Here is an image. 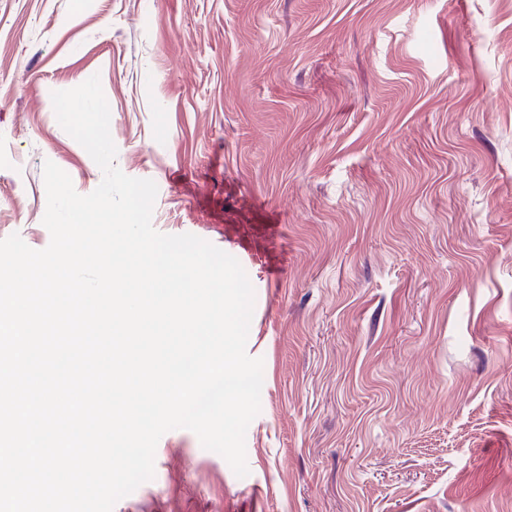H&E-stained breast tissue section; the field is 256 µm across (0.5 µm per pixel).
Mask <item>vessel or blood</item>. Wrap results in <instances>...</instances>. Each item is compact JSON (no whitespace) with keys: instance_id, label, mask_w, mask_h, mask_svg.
<instances>
[{"instance_id":"obj_1","label":"vessel or blood","mask_w":512,"mask_h":512,"mask_svg":"<svg viewBox=\"0 0 512 512\" xmlns=\"http://www.w3.org/2000/svg\"><path fill=\"white\" fill-rule=\"evenodd\" d=\"M283 240L280 224H228L219 247L235 257L249 276L269 282L288 264Z\"/></svg>"}]
</instances>
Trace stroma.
I'll list each match as a JSON object with an SVG mask.
<instances>
[{
	"mask_svg": "<svg viewBox=\"0 0 512 512\" xmlns=\"http://www.w3.org/2000/svg\"><path fill=\"white\" fill-rule=\"evenodd\" d=\"M99 76L163 234L285 227L237 477L190 430L113 512H512V0H0V239L48 246Z\"/></svg>",
	"mask_w": 512,
	"mask_h": 512,
	"instance_id": "stroma-1",
	"label": "stroma"
}]
</instances>
